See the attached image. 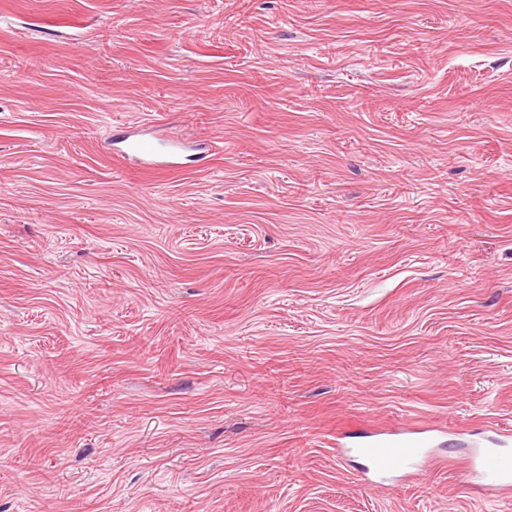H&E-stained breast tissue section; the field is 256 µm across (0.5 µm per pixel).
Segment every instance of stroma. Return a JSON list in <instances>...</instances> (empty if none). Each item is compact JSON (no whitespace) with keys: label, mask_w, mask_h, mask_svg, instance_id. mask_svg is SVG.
Listing matches in <instances>:
<instances>
[{"label":"stroma","mask_w":512,"mask_h":512,"mask_svg":"<svg viewBox=\"0 0 512 512\" xmlns=\"http://www.w3.org/2000/svg\"><path fill=\"white\" fill-rule=\"evenodd\" d=\"M402 423L512 431V0H0V512H512ZM113 160L135 163L144 171L171 170L181 165V158L187 151H199V160L205 158L204 148L187 145L178 139L157 142L137 138L125 126H113L110 136ZM362 447L347 448L361 460L365 473L391 480L423 475L437 468L455 465L487 497L512 495V449L483 447L475 443L463 458L447 460L430 452L433 436L426 429L400 428L375 433Z\"/></svg>","instance_id":"1"}]
</instances>
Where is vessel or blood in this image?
Listing matches in <instances>:
<instances>
[{"mask_svg":"<svg viewBox=\"0 0 512 512\" xmlns=\"http://www.w3.org/2000/svg\"><path fill=\"white\" fill-rule=\"evenodd\" d=\"M110 142L114 161L131 162L145 171L177 168L188 150L180 140L154 142L136 137L129 128L120 125L113 127ZM432 442L429 430L400 428L373 434L365 445L353 448L352 453L360 459L365 472L391 480L447 467V459L431 454ZM455 465L485 496L512 495V449L476 444L465 457L456 459Z\"/></svg>","mask_w":512,"mask_h":512,"instance_id":"b4317fda","label":"vessel or blood"}]
</instances>
